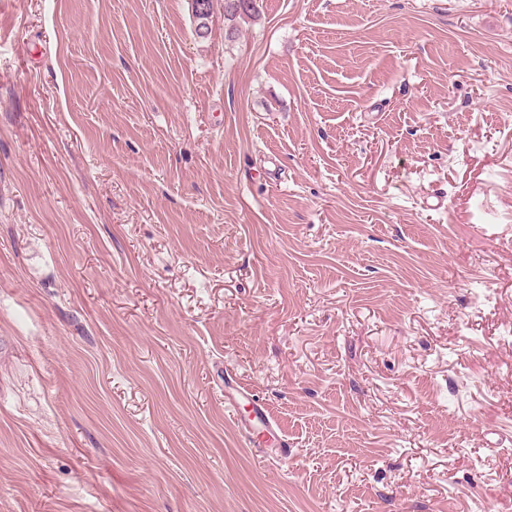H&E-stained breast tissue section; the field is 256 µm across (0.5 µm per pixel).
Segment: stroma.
I'll use <instances>...</instances> for the list:
<instances>
[{
  "mask_svg": "<svg viewBox=\"0 0 512 512\" xmlns=\"http://www.w3.org/2000/svg\"><path fill=\"white\" fill-rule=\"evenodd\" d=\"M259 8L0 0V512H512V0ZM253 0H224V21H227V34L230 38H235L238 29L235 26L237 19L247 17L249 19L258 20L260 18V10L251 5ZM230 389L231 391H224V400L232 408L235 425L248 431L262 428L270 436L278 437L269 409L245 386L231 387ZM247 406L250 407L249 410H246ZM240 408L246 414L240 411Z\"/></svg>",
  "mask_w": 512,
  "mask_h": 512,
  "instance_id": "stroma-1",
  "label": "stroma"
}]
</instances>
